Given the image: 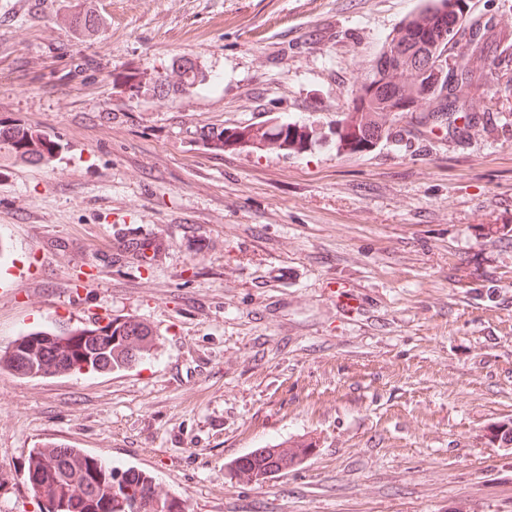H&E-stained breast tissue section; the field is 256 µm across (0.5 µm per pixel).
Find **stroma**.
Returning a JSON list of instances; mask_svg holds the SVG:
<instances>
[{"label": "stroma", "instance_id": "1", "mask_svg": "<svg viewBox=\"0 0 512 512\" xmlns=\"http://www.w3.org/2000/svg\"><path fill=\"white\" fill-rule=\"evenodd\" d=\"M467 2L472 112L352 153L336 123L422 0H0V126L57 146L0 148V350L156 338L120 371L0 369V512H39L48 443L188 512H512V0ZM183 57L208 82L154 96ZM283 121L304 149L202 137ZM294 441L263 482L228 470ZM6 142L21 156H26L36 163L49 160L53 144L46 143L38 136L20 127H0V143Z\"/></svg>", "mask_w": 512, "mask_h": 512}]
</instances>
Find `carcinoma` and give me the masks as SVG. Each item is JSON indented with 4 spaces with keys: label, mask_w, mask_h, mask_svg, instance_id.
Wrapping results in <instances>:
<instances>
[{
    "label": "carcinoma",
    "mask_w": 512,
    "mask_h": 512,
    "mask_svg": "<svg viewBox=\"0 0 512 512\" xmlns=\"http://www.w3.org/2000/svg\"><path fill=\"white\" fill-rule=\"evenodd\" d=\"M447 7L448 0H428L396 29L361 84L364 104L348 109L336 123L340 147L362 151L389 135L388 123L395 119L397 101L377 89L371 90L374 84L401 86L424 112L431 113L443 104V87L424 91L426 78L410 64V59L428 50L446 55L451 39L442 29L438 15ZM179 70L180 84L175 86L159 77L152 85L154 93L164 97L174 87L188 90L206 80V74L190 58L180 60ZM261 139L264 144L296 151L307 143L309 134L300 127L281 124L262 131ZM4 142L36 163L49 160L53 152L52 143L17 126L0 127V143ZM150 335L152 331L135 319L111 320L103 327L82 332L38 331L0 352V358H9L12 369L22 371L26 377L50 375V367L57 363L71 371L85 366L95 372L112 371L132 367L147 356L142 343ZM308 450L299 441L286 451L274 444L235 461L229 470L259 481L296 466ZM29 457L27 477L38 480L34 493L40 499V512H187L181 498L168 493L159 495L153 477L132 468L111 466L81 448H60L54 453L33 448Z\"/></svg>",
    "instance_id": "carcinoma-1"
}]
</instances>
